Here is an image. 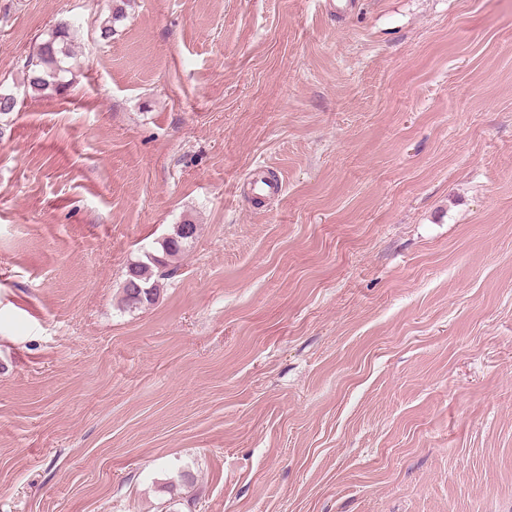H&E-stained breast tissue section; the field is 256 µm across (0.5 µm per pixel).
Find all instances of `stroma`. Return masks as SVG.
<instances>
[{
    "label": "stroma",
    "mask_w": 512,
    "mask_h": 512,
    "mask_svg": "<svg viewBox=\"0 0 512 512\" xmlns=\"http://www.w3.org/2000/svg\"><path fill=\"white\" fill-rule=\"evenodd\" d=\"M111 8L0 0V512H512V0ZM72 42L69 24L60 21L51 29L49 37L36 46L24 66L26 82L32 92H61L70 84L66 76L72 75L67 66V60L74 56ZM197 233V225L189 221L176 224L173 232L156 242L153 251L144 254L141 260L128 266L122 285L121 304L125 309H138L144 303H153L160 293L165 280L173 278L178 270L174 260L181 256ZM129 279L140 285L136 290L129 284Z\"/></svg>",
    "instance_id": "1"
}]
</instances>
